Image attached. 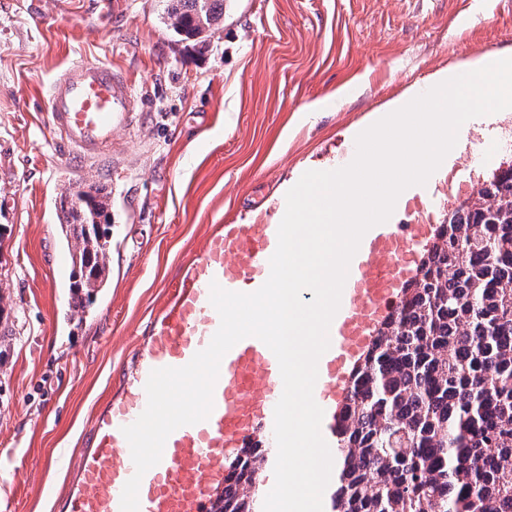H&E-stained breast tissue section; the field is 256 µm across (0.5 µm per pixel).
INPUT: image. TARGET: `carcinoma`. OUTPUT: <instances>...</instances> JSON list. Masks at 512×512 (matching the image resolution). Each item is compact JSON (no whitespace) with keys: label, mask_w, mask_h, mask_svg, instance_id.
<instances>
[{"label":"carcinoma","mask_w":512,"mask_h":512,"mask_svg":"<svg viewBox=\"0 0 512 512\" xmlns=\"http://www.w3.org/2000/svg\"><path fill=\"white\" fill-rule=\"evenodd\" d=\"M224 0H172L166 25L206 45ZM457 203L422 255L395 312L356 365L336 415L333 512H512V160ZM56 202L83 247L75 294L105 286L111 215L89 188ZM260 450L232 463L224 512H252Z\"/></svg>","instance_id":"cac0c4a2"}]
</instances>
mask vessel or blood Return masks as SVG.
I'll return each mask as SVG.
<instances>
[{
  "label": "vessel or blood",
  "mask_w": 512,
  "mask_h": 512,
  "mask_svg": "<svg viewBox=\"0 0 512 512\" xmlns=\"http://www.w3.org/2000/svg\"><path fill=\"white\" fill-rule=\"evenodd\" d=\"M51 126L65 149L90 159L112 141L116 128L129 125L141 99L129 80L107 62L76 60L51 82L46 94ZM435 179L412 186L394 211L418 214L429 203L446 204ZM276 222L266 212L237 224H213L169 289L147 336L107 401L97 408L94 431L68 483L62 512H120L125 483L135 466L122 433L147 405L145 384L152 370L181 367L204 349L220 325L210 302V285L251 293L270 273L277 247ZM435 226L384 222L362 237L352 258L338 312L329 328L330 347L318 361L313 396L323 408L321 434L335 446L336 413L350 385L353 367L394 312L433 236ZM283 391L279 365L259 339L238 342L222 359L208 419L180 427L166 440L161 461L143 476L139 512H213L230 484L229 463L244 448L262 451L263 477L250 503L262 512L274 485L277 448L274 407Z\"/></svg>",
  "instance_id": "1"
}]
</instances>
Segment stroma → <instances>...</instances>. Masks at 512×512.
Returning a JSON list of instances; mask_svg holds the SVG:
<instances>
[{"instance_id":"35a3bbf8","label":"stroma","mask_w":512,"mask_h":512,"mask_svg":"<svg viewBox=\"0 0 512 512\" xmlns=\"http://www.w3.org/2000/svg\"><path fill=\"white\" fill-rule=\"evenodd\" d=\"M168 5L0 0V512H57L97 408L210 225L267 209L435 71L512 54V0H224L206 48L167 28ZM80 59L122 70L144 103L91 165L46 115L48 85ZM318 99L333 110L299 121ZM508 121L464 134L486 169ZM91 186L112 199L111 278L78 307L53 271L55 201Z\"/></svg>"}]
</instances>
